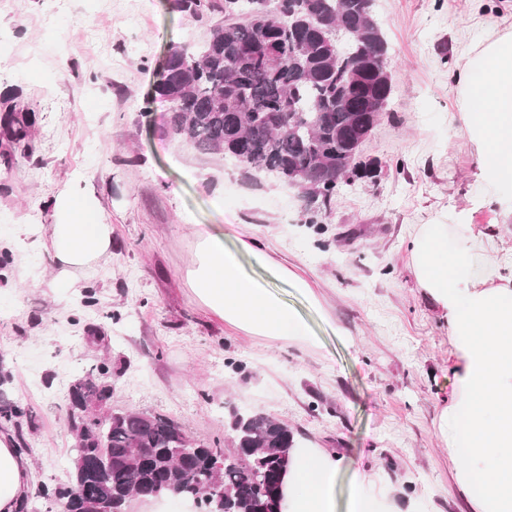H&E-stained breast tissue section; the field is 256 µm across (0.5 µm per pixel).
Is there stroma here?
I'll use <instances>...</instances> for the list:
<instances>
[{"mask_svg": "<svg viewBox=\"0 0 512 512\" xmlns=\"http://www.w3.org/2000/svg\"><path fill=\"white\" fill-rule=\"evenodd\" d=\"M394 92L365 145L375 181L337 196L305 223L294 189L201 154L145 98L170 46L200 44L223 12L194 19L170 0H0V99L35 110L30 147L0 141V393L28 408L26 452L36 512H59L75 456L70 384L107 367L116 411L162 413L192 440L231 450L230 408L283 421L336 457V512L354 476L394 512H475L434 423L455 385L439 309L410 267L418 225L465 212L448 233H494L489 260L512 267V222L488 201L476 150L459 129L454 83L463 54L488 30H512V0H375ZM73 188L99 204L112 253L55 288L41 230ZM242 224L318 293L257 264L250 271L314 337L250 336L195 297L187 272L197 233Z\"/></svg>", "mask_w": 512, "mask_h": 512, "instance_id": "stroma-1", "label": "stroma"}]
</instances>
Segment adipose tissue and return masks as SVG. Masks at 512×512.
I'll return each mask as SVG.
<instances>
[{
	"label": "adipose tissue",
	"mask_w": 512,
	"mask_h": 512,
	"mask_svg": "<svg viewBox=\"0 0 512 512\" xmlns=\"http://www.w3.org/2000/svg\"><path fill=\"white\" fill-rule=\"evenodd\" d=\"M463 130L482 162L489 196L504 219H512V197L497 194L512 185V31L488 34L471 52L455 89ZM49 240L57 263L56 285L76 286L77 271L112 253V227L102 223L91 199L61 195ZM493 240L471 233L450 244L448 222L419 225L412 239L411 268L421 288L441 309L458 364L457 386L436 428L451 461H464L460 483L486 476L485 498L497 512H512V275L486 262ZM313 295L294 268L263 251L255 235L235 233L231 243L203 231L188 271L198 301L228 325L252 336L286 340L306 331L287 304L251 275L243 257ZM336 461L325 450L294 444L282 487L281 512H336ZM32 490L29 463L13 436L0 432V512H18Z\"/></svg>",
	"instance_id": "obj_1"
}]
</instances>
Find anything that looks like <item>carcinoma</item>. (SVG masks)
<instances>
[{"label":"carcinoma","instance_id":"1","mask_svg":"<svg viewBox=\"0 0 512 512\" xmlns=\"http://www.w3.org/2000/svg\"><path fill=\"white\" fill-rule=\"evenodd\" d=\"M199 18L218 0H172ZM224 14L242 20L212 29L201 45L175 46L146 105H168L171 132L197 151L221 152L248 172H267L298 188L308 223L327 213L344 189L374 170L358 161L362 146L393 94L389 44L374 0H282L267 15L256 0H224ZM36 123L13 105L0 132L27 150ZM104 376L70 388L69 426L76 435L71 482L58 492L67 512H91L72 491L89 485L123 512L133 495L189 497L202 512H278L294 434L262 412L230 410L233 450L193 442L177 421L144 412L81 414L89 400L110 398ZM0 421L28 447V413L0 399ZM221 485L222 499L204 491Z\"/></svg>","mask_w":512,"mask_h":512}]
</instances>
